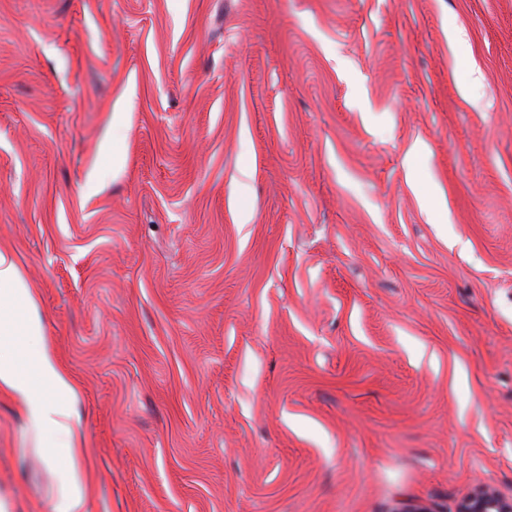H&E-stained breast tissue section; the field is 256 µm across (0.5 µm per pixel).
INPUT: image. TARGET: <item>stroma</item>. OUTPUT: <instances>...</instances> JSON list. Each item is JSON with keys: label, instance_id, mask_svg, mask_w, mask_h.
Instances as JSON below:
<instances>
[{"label": "stroma", "instance_id": "obj_1", "mask_svg": "<svg viewBox=\"0 0 512 512\" xmlns=\"http://www.w3.org/2000/svg\"><path fill=\"white\" fill-rule=\"evenodd\" d=\"M0 249L90 512L512 497V0H0Z\"/></svg>", "mask_w": 512, "mask_h": 512}]
</instances>
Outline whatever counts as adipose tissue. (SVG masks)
I'll list each match as a JSON object with an SVG mask.
<instances>
[{
    "label": "adipose tissue",
    "instance_id": "1",
    "mask_svg": "<svg viewBox=\"0 0 512 512\" xmlns=\"http://www.w3.org/2000/svg\"><path fill=\"white\" fill-rule=\"evenodd\" d=\"M37 307L17 256L0 250V393L23 408L58 481L54 512H87V488L76 466L83 453L77 389L43 339Z\"/></svg>",
    "mask_w": 512,
    "mask_h": 512
}]
</instances>
